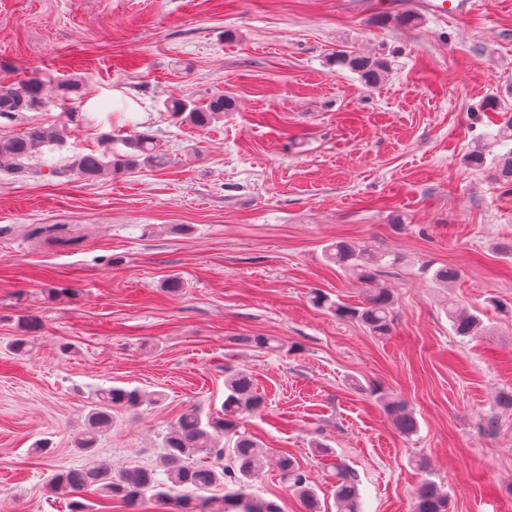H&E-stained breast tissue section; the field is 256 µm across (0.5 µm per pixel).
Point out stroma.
I'll use <instances>...</instances> for the list:
<instances>
[{
	"mask_svg": "<svg viewBox=\"0 0 512 512\" xmlns=\"http://www.w3.org/2000/svg\"><path fill=\"white\" fill-rule=\"evenodd\" d=\"M414 0H0V63L12 77L73 75L87 102L56 96L0 131L67 121L53 157L67 165L123 124L135 102L166 167L87 182L65 173L0 180V512H69L53 469L85 464L73 446L91 393L136 388L95 455L119 470L155 467L173 418L221 414L224 379L251 373L267 400L242 428L295 457L331 499L328 446L358 476L363 512H413L432 477L450 512H512V190L468 154L502 153L481 106H512V0L460 18L423 14L408 29L375 16ZM386 53L375 88L335 70L342 47ZM221 93L233 107L206 127L165 112L170 98ZM401 256L377 282L395 301L390 336L315 307L311 293L358 304L366 286L329 262L337 241ZM451 265L442 285L433 269ZM182 281L178 292L168 277ZM483 321L456 336L448 302ZM42 328L27 355L2 346L16 316ZM262 336L271 349L251 346ZM161 403H154V396ZM407 401L404 439L382 403ZM498 420L495 433L483 420ZM49 439L42 459L32 444Z\"/></svg>",
	"mask_w": 512,
	"mask_h": 512,
	"instance_id": "stroma-1",
	"label": "stroma"
}]
</instances>
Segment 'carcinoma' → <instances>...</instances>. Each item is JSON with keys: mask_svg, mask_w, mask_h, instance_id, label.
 Wrapping results in <instances>:
<instances>
[{"mask_svg": "<svg viewBox=\"0 0 512 512\" xmlns=\"http://www.w3.org/2000/svg\"><path fill=\"white\" fill-rule=\"evenodd\" d=\"M374 22L392 23L401 28H413L422 23L415 12L395 16L380 15ZM332 63L359 75L368 86L379 84L388 68L380 56H366L354 50H339ZM62 101L84 97V87L78 79H63L55 86ZM47 96V84L37 76L10 81L0 80V118L11 119L24 112L42 108ZM232 101L222 94L211 96L203 105L176 100L167 110L170 116L184 123L205 127L231 109ZM484 109L501 116L497 132L492 139L506 147V152L495 157L496 180L512 184V110L494 99L484 103ZM66 123L45 125L31 123L18 133L0 134V177L21 180L42 172L47 167L52 173L61 169L44 159L42 148L54 150L65 142ZM106 144L102 153L91 151L77 153L68 165L69 171L85 181H94L106 171H122L141 167L166 165V157L159 153L152 134L140 132L137 127L104 133ZM123 149H117V146ZM327 257L336 264L354 272L365 283L376 280V267L382 258L367 247H355L337 242L327 247ZM312 302L339 317L360 321L371 334L385 337L391 334L394 321V301L386 288H370L360 306H350L333 301L320 291L312 294ZM446 312L454 333L472 337L482 327L479 316L467 309L449 303ZM23 335L15 338L9 351L24 355L30 349L25 334L41 329L35 317L18 319ZM224 415L205 414L198 406H189L169 426L162 441V472L142 466L126 467L117 472L95 458L94 450L100 436L114 424L115 413L138 407L144 395L137 389L120 386L99 388L95 400L85 417L84 427L74 437V446L92 458L79 468L56 472L46 487L52 493L69 501L72 512H86L82 502L83 492L94 489L107 499H119L133 505L148 500L170 512L187 509L192 502L200 507L198 512H282L272 500L252 492V487L262 474L267 458L274 449L263 447L250 435L240 431L241 420L265 408L264 394L259 392L252 376L238 370L224 381ZM384 409L395 428L405 438L416 435L419 423L415 413L401 400L384 404ZM282 478L301 502L304 512H324L315 488L306 471L297 461L286 455L277 457ZM336 478L335 496L337 512H360V489L357 475L342 462L332 465ZM215 489L224 494L214 495ZM414 512H448L449 497L444 487L432 479L423 480L414 491Z\"/></svg>", "mask_w": 512, "mask_h": 512, "instance_id": "1", "label": "carcinoma"}]
</instances>
